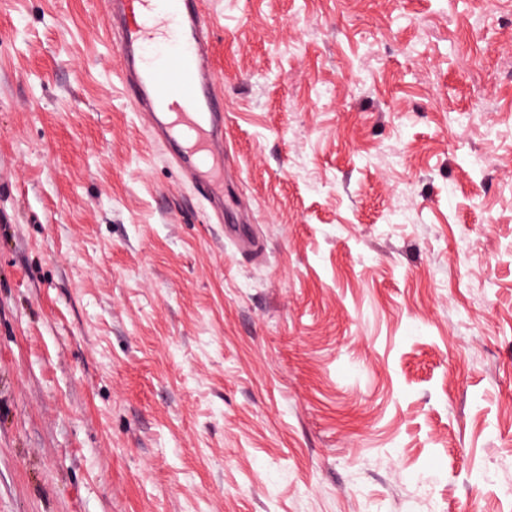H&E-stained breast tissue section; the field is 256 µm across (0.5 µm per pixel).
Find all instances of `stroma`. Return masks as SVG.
I'll return each instance as SVG.
<instances>
[{"label":"stroma","instance_id":"1","mask_svg":"<svg viewBox=\"0 0 512 512\" xmlns=\"http://www.w3.org/2000/svg\"><path fill=\"white\" fill-rule=\"evenodd\" d=\"M203 9L258 256L0 0V512H512V0Z\"/></svg>","mask_w":512,"mask_h":512}]
</instances>
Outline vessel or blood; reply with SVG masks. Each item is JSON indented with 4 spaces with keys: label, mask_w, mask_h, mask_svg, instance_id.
Here are the masks:
<instances>
[{
    "label": "vessel or blood",
    "mask_w": 512,
    "mask_h": 512,
    "mask_svg": "<svg viewBox=\"0 0 512 512\" xmlns=\"http://www.w3.org/2000/svg\"><path fill=\"white\" fill-rule=\"evenodd\" d=\"M202 0H109L127 100L201 198L224 202V99L211 72Z\"/></svg>",
    "instance_id": "b4317fda"
}]
</instances>
